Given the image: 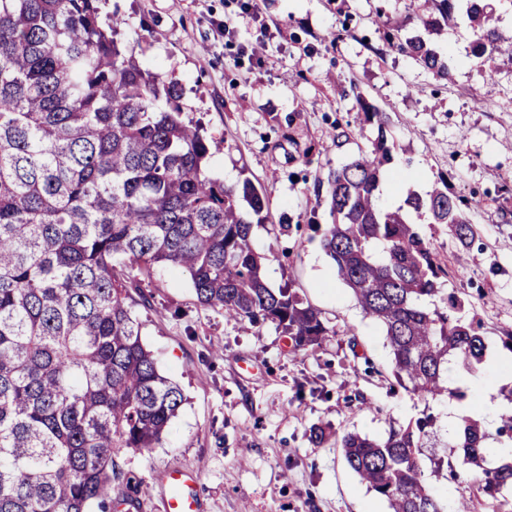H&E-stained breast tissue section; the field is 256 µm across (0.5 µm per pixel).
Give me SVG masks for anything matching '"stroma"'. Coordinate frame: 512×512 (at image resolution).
<instances>
[{
  "label": "stroma",
  "mask_w": 512,
  "mask_h": 512,
  "mask_svg": "<svg viewBox=\"0 0 512 512\" xmlns=\"http://www.w3.org/2000/svg\"><path fill=\"white\" fill-rule=\"evenodd\" d=\"M410 0H102L101 14L135 46L142 63L182 87L186 119L214 146L213 177L244 179L269 199L268 223L286 235L255 233L268 255L271 287L289 286L335 329L294 352L272 323L253 326L200 306L187 278L155 268L128 304L158 368L186 398L162 444L122 453L112 512H164L166 473L198 477L200 512H389L347 468L335 440L314 445L312 426L373 437L434 415L438 442L425 456L456 461L447 406L400 387L380 324L337 279L321 246L332 218L318 198L330 169L368 151L372 126L356 120L359 99L387 113L393 174L376 192L381 209L427 195L439 176L469 202L477 231L469 249L447 227L418 218L489 353L512 334V62L474 66L467 25L435 36L448 53L442 80L383 41L385 16ZM229 31L220 34L218 23ZM349 139L334 140L337 126Z\"/></svg>",
  "instance_id": "35a3bbf8"
}]
</instances>
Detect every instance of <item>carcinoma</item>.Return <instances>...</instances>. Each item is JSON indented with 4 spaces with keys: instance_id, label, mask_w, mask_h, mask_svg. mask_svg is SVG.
<instances>
[{
    "instance_id": "carcinoma-1",
    "label": "carcinoma",
    "mask_w": 512,
    "mask_h": 512,
    "mask_svg": "<svg viewBox=\"0 0 512 512\" xmlns=\"http://www.w3.org/2000/svg\"><path fill=\"white\" fill-rule=\"evenodd\" d=\"M98 0H0V512H107L116 458L158 447L184 401L158 370L127 304L137 277L163 264L189 276L196 300L253 325L274 323L295 351L320 344L328 320L290 288L268 284L253 246L268 200L251 181L226 185L205 169L211 142L183 117L182 88L146 68L99 21ZM407 20L428 34L465 20L476 63L512 60V38L487 0H413ZM388 47L438 77L450 65L431 42L386 19ZM377 126L370 152L327 175L333 222L322 247L365 316L383 326L399 386L462 401L448 366L479 373L480 324L443 294L438 254L401 209L378 208L391 161L388 116L359 100ZM407 207L474 241L468 204L441 179ZM440 298L429 308L425 298ZM434 417L384 439L336 436L349 469L390 512H446L425 480ZM487 422L462 417L448 444L471 479L448 465L456 512L512 491V452L488 461ZM512 449V416L495 425Z\"/></svg>"
}]
</instances>
